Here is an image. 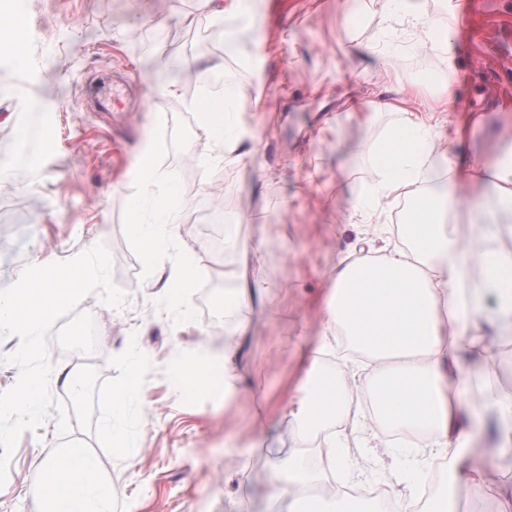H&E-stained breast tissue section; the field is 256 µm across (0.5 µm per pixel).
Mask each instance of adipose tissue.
Wrapping results in <instances>:
<instances>
[{"label": "adipose tissue", "instance_id": "obj_1", "mask_svg": "<svg viewBox=\"0 0 512 512\" xmlns=\"http://www.w3.org/2000/svg\"><path fill=\"white\" fill-rule=\"evenodd\" d=\"M193 108L200 116L199 133L217 159L240 162L245 143L254 138L243 115H236L228 137L223 96L194 102ZM368 151L374 161L372 183L354 197L349 220L382 237L383 243L337 258L318 344L323 351L345 342L356 360L333 371L314 361L299 383L286 413L288 459L270 469L277 512H410L412 493L394 491L369 450L378 432L399 435L403 447L414 449L412 463L423 482L432 481L442 461L449 485L465 480L477 492L484 487L487 460L512 447L511 427L486 451L485 462L466 466L470 433L458 415L465 401L460 343L479 316L485 282L512 278V251L491 248L480 232L460 238L455 225L445 222L431 190L438 170H447L449 190L459 192L475 223H497L502 215L512 216V153L491 166L476 161L459 168L446 135L420 117L391 129ZM136 177L141 191L131 204L132 215H139L149 199L163 221L133 223L129 232L146 267L154 266L159 253L174 254L163 292L170 310L189 318L199 268L184 260L189 247L176 232L183 201L173 187L153 195L161 179L153 147L140 151ZM411 199L417 205L400 227V242L383 238V220ZM477 263L486 269L485 281L470 276ZM250 301L246 287L224 294V331L230 337L224 345V385L213 383V360L203 354L191 367L178 370L180 392L223 397L232 390L239 362L233 339L250 329L245 317ZM361 392L373 400L372 416L355 405ZM141 394L134 375L112 390L105 428L114 454L134 452L124 421ZM335 422L344 430L326 448L330 471L337 473L331 479L311 469L299 447ZM35 479L42 512H112V483L99 454L85 443L44 458ZM363 484L379 487L381 496H352L351 488Z\"/></svg>", "mask_w": 512, "mask_h": 512}]
</instances>
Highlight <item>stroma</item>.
Listing matches in <instances>:
<instances>
[{
    "mask_svg": "<svg viewBox=\"0 0 512 512\" xmlns=\"http://www.w3.org/2000/svg\"><path fill=\"white\" fill-rule=\"evenodd\" d=\"M463 20L453 35L454 77L442 75L439 33L421 45L412 30L381 15L358 13L354 0H246L243 17L224 27L245 28L237 58L214 42L216 21L201 0H27L28 52L0 49V287L25 266L68 260L97 243L113 259V278L126 295L122 308L87 296L101 349L84 371L81 399L59 381L53 396L66 405L67 436L56 416L25 432L0 487V512H40L34 487L39 461L81 440L99 453L114 488V512H270L268 444L287 443L282 411L288 388L316 355L320 314L337 256L353 249L346 223L352 192L373 175L369 143L404 124L387 101L410 109L454 95L439 113L445 132L458 134L459 159L494 162L512 146V0H460ZM195 61L193 75L235 77L237 99L256 137L253 158L214 160L198 134L187 101L206 95L190 76L165 74L159 58ZM389 69L391 82L381 80ZM176 82L179 93L162 94ZM47 128L33 177L10 172L32 137L31 118ZM159 152L163 194L175 186L186 205L177 231L201 246L202 274L189 319L173 317L161 289L129 235V198L138 193L135 164L145 143ZM222 205L233 226L226 264L240 270L242 248L265 255L273 298L255 296L252 331L238 337L240 371L232 394L178 395L176 361L193 351L222 349L224 323L204 296L223 298V271L214 269L192 212ZM496 307L488 289L479 328L462 341L466 406L476 418L477 446H494L495 420L483 411L489 393L512 396V335L492 333ZM137 373L142 390L126 422L139 450L120 459L103 434L112 387ZM265 447H256L257 439ZM253 457L244 469L241 458ZM492 483L476 493L459 483L454 512H512V452L499 456Z\"/></svg>",
    "mask_w": 512,
    "mask_h": 512,
    "instance_id": "stroma-1",
    "label": "stroma"
}]
</instances>
